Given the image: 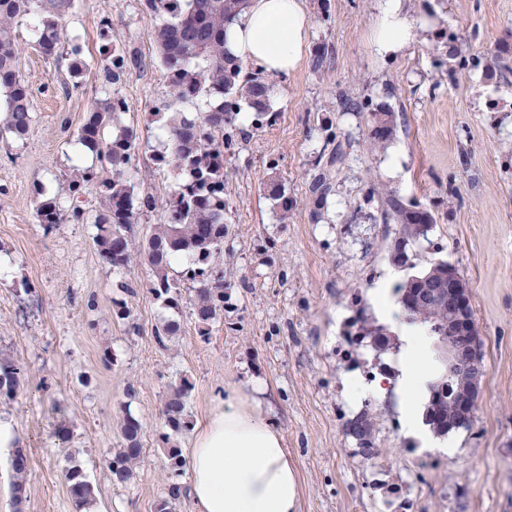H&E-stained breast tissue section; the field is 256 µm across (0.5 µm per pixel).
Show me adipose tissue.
Segmentation results:
<instances>
[{
  "instance_id": "1",
  "label": "adipose tissue",
  "mask_w": 512,
  "mask_h": 512,
  "mask_svg": "<svg viewBox=\"0 0 512 512\" xmlns=\"http://www.w3.org/2000/svg\"><path fill=\"white\" fill-rule=\"evenodd\" d=\"M308 30L303 0H251L227 27L224 48L259 73L286 77L302 62ZM412 38L413 24L401 0H381L372 53L384 59L395 56ZM403 341L398 382L402 419L422 447L449 451V441L422 422L423 383L430 366L425 339L409 333ZM186 457L194 512H299L295 459L285 448L276 421L240 389L228 388L214 396Z\"/></svg>"
}]
</instances>
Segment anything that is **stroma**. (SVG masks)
I'll return each instance as SVG.
<instances>
[{"label":"stroma","instance_id":"35a3bbf8","mask_svg":"<svg viewBox=\"0 0 512 512\" xmlns=\"http://www.w3.org/2000/svg\"><path fill=\"white\" fill-rule=\"evenodd\" d=\"M304 5L310 27L300 67L276 80L262 127L245 112L236 121L224 189L223 267L233 289L206 337L191 318L188 282L172 313L154 299L140 258L115 269L98 256L93 225L49 228L36 218L44 194L70 211L67 175L86 163L77 131L101 92L107 28L135 58L119 89L141 139L126 176L161 200L174 186L173 173L152 163L161 141L149 115L169 88L150 18L139 0H75L61 21L64 49L49 58L33 48L36 17L19 26L34 121L24 139L0 140V255L12 266L0 278V356L21 368L23 384L0 400V419L14 425L31 462L18 503L10 456L0 454V512H78L65 480L73 464L105 512H157L174 485L181 494L173 512H192L188 474L167 469L159 415L169 384L184 376L194 385L188 407L197 422L221 388L260 386L297 464L299 512H512V69L495 60L512 44V0H402L414 37L387 61L369 47L377 0ZM452 44L466 61L454 80L434 67ZM75 45L88 65L76 78ZM318 49L325 64L317 70ZM346 97L390 108L393 138L368 150L371 112L343 111ZM331 133L346 157L315 220L309 173L330 152ZM272 171L297 201L284 223L263 194ZM376 184L437 218L428 240L410 248L414 268L389 259L398 227L382 223ZM433 260L454 264L469 286L485 369L471 426L456 432L449 456L418 451L394 388L372 391L374 380L397 378L394 355L368 347L344 354L356 306H370L374 289L395 287ZM122 279L134 282L135 295L117 290ZM120 303L130 318H116ZM172 317L180 334L158 343L155 327ZM367 406L381 449L368 460L355 456L344 431ZM127 412L142 423L144 451L131 482L116 487L108 465Z\"/></svg>","mask_w":512,"mask_h":512}]
</instances>
